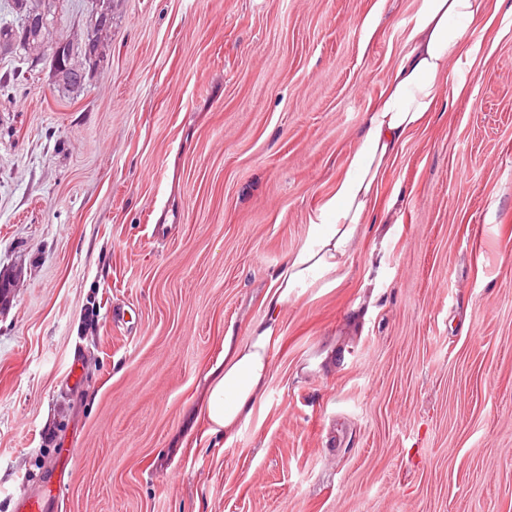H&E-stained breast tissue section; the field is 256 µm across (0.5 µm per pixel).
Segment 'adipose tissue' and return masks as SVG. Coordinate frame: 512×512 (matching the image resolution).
Instances as JSON below:
<instances>
[{
    "mask_svg": "<svg viewBox=\"0 0 512 512\" xmlns=\"http://www.w3.org/2000/svg\"><path fill=\"white\" fill-rule=\"evenodd\" d=\"M490 19L489 0H419L406 51L366 112L335 190L311 215L303 244L274 272L263 318L251 324L245 341L224 339V370L211 374L201 412L210 433L228 435L252 417L268 383L284 304L314 285L334 288L345 280L355 246L380 208L384 175L408 137L429 124L441 98L464 93L465 82L450 65L482 54Z\"/></svg>",
    "mask_w": 512,
    "mask_h": 512,
    "instance_id": "1",
    "label": "adipose tissue"
}]
</instances>
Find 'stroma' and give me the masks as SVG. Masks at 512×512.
<instances>
[{
  "label": "stroma",
  "instance_id": "1",
  "mask_svg": "<svg viewBox=\"0 0 512 512\" xmlns=\"http://www.w3.org/2000/svg\"><path fill=\"white\" fill-rule=\"evenodd\" d=\"M418 2L115 0L74 93L0 56V512H512V0L346 280L284 305L250 421L199 413Z\"/></svg>",
  "mask_w": 512,
  "mask_h": 512
}]
</instances>
